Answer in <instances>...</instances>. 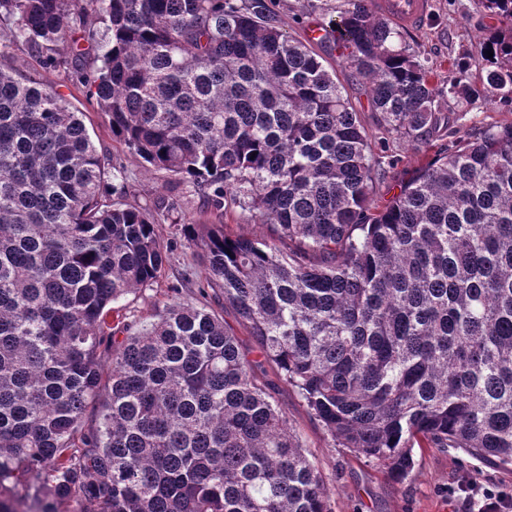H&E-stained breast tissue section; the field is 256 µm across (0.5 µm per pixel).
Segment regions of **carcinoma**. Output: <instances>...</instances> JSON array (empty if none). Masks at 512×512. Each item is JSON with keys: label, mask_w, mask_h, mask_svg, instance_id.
<instances>
[{"label": "carcinoma", "mask_w": 512, "mask_h": 512, "mask_svg": "<svg viewBox=\"0 0 512 512\" xmlns=\"http://www.w3.org/2000/svg\"><path fill=\"white\" fill-rule=\"evenodd\" d=\"M480 7L484 75L458 63L444 90L344 0L342 67L387 138L429 153L380 209L399 158L265 0H0V61L22 46L64 71L183 190L129 202L80 113L0 67V512H332L266 363L330 447L395 479L416 447L512 464V122L440 142L444 92L512 100V0ZM188 196L210 222L184 220ZM236 210L265 234L224 223ZM159 224L200 249L207 287L142 324L120 302L169 262Z\"/></svg>", "instance_id": "obj_1"}]
</instances>
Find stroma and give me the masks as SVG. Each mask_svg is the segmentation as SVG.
Returning <instances> with one entry per match:
<instances>
[{"label": "stroma", "mask_w": 512, "mask_h": 512, "mask_svg": "<svg viewBox=\"0 0 512 512\" xmlns=\"http://www.w3.org/2000/svg\"><path fill=\"white\" fill-rule=\"evenodd\" d=\"M271 17L288 36L307 40L308 32L320 25L332 29L338 19L341 0H266ZM489 23L477 0H433V10L424 25L409 33L407 40L421 59L432 67L436 81L447 85L456 75L455 65L465 60L470 64L468 77L478 80L482 65L478 53V36ZM326 67L336 68L357 111L362 112L368 126H375L368 93L364 85L352 84L348 69L339 67L335 38L313 45ZM21 73L32 79L54 82L58 92L72 109L81 112L86 129L98 150L121 162L127 172L130 199L146 203L170 192V178L162 171L146 170L140 159L115 141L107 116L89 101L82 88L72 85L63 73L43 70L27 53H20ZM441 111L451 113L447 144H454L478 129L512 122V102L479 101L469 103L452 95L439 100ZM400 163L389 170L379 185L376 202L386 205L425 161L423 153L403 144H393ZM162 239L172 241L174 248L169 263L157 283L127 295L123 301L128 311L141 321H150L156 309L171 299L173 290L182 295L196 293L206 271L198 258L197 248L188 245L183 235L171 224L158 227ZM267 378L274 382V400L286 414L290 425L300 436L309 458L318 467L324 481L332 489V512H477L476 507L460 499H449L448 487L463 474L479 478L483 483L512 488V467H493L452 448L415 449V469L402 480L387 475L373 463L345 448L329 445L326 432L289 385L278 380L275 372Z\"/></svg>", "instance_id": "obj_1"}]
</instances>
